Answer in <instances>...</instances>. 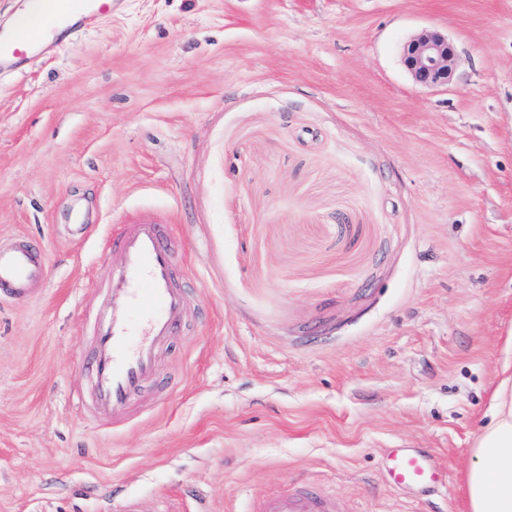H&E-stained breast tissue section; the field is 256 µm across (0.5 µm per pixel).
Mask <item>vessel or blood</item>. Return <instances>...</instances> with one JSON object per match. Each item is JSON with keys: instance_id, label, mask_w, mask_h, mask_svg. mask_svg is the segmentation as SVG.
Masks as SVG:
<instances>
[{"instance_id": "vessel-or-blood-1", "label": "vessel or blood", "mask_w": 512, "mask_h": 512, "mask_svg": "<svg viewBox=\"0 0 512 512\" xmlns=\"http://www.w3.org/2000/svg\"><path fill=\"white\" fill-rule=\"evenodd\" d=\"M33 9L17 19L15 31L0 34V65L56 46L61 25L88 11L107 15L112 0H31ZM112 303L94 323L89 353L93 391L79 404L91 418L119 428L132 421L133 403L156 374L160 351L178 331L186 290L175 275L176 258L165 225L122 224L109 239ZM43 253L27 236L0 243V299H32L47 277ZM392 490L428 491L447 481L435 454L392 448L381 460ZM334 491L303 483L271 496L251 499L247 512H336Z\"/></svg>"}]
</instances>
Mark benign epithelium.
<instances>
[{"label": "benign epithelium", "mask_w": 512, "mask_h": 512, "mask_svg": "<svg viewBox=\"0 0 512 512\" xmlns=\"http://www.w3.org/2000/svg\"><path fill=\"white\" fill-rule=\"evenodd\" d=\"M401 62L413 82L436 89L448 86L456 71V52L448 36L422 30L403 46Z\"/></svg>", "instance_id": "benign-epithelium-1"}]
</instances>
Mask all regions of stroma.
Masks as SVG:
<instances>
[{
	"instance_id": "1",
	"label": "stroma",
	"mask_w": 512,
	"mask_h": 512,
	"mask_svg": "<svg viewBox=\"0 0 512 512\" xmlns=\"http://www.w3.org/2000/svg\"><path fill=\"white\" fill-rule=\"evenodd\" d=\"M0 73V241L48 256L0 304V512H468L512 329V0H113ZM455 45L448 88L402 45ZM169 225L185 326L119 429L79 413L116 225ZM89 237L73 244L74 227ZM385 448L445 488L390 491ZM456 52L448 36L422 30L403 46L401 62L413 82L421 87H448L456 71ZM336 502L334 491L303 483L251 499L246 512H335Z\"/></svg>"
}]
</instances>
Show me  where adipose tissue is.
Returning <instances> with one entry per match:
<instances>
[{"mask_svg": "<svg viewBox=\"0 0 512 512\" xmlns=\"http://www.w3.org/2000/svg\"><path fill=\"white\" fill-rule=\"evenodd\" d=\"M490 417L473 442L478 459L465 477L468 512H512V336Z\"/></svg>", "mask_w": 512, "mask_h": 512, "instance_id": "obj_1", "label": "adipose tissue"}]
</instances>
